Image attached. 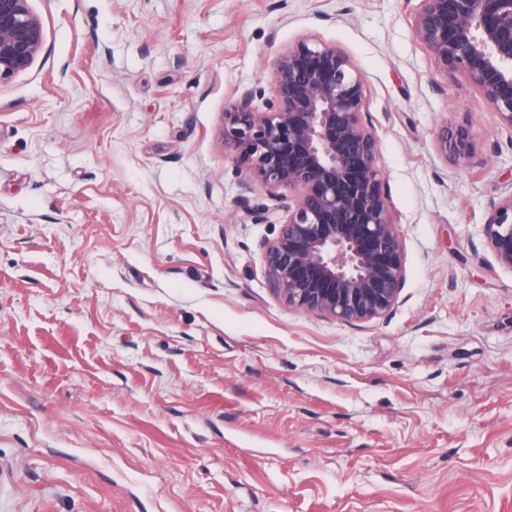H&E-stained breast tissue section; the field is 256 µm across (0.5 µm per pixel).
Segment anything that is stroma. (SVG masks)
<instances>
[{
  "mask_svg": "<svg viewBox=\"0 0 512 512\" xmlns=\"http://www.w3.org/2000/svg\"><path fill=\"white\" fill-rule=\"evenodd\" d=\"M0 83V512H512V271L482 226L512 127L416 38L421 0H31ZM364 79L404 288L289 306L297 194L223 141L299 41ZM467 123L478 161L446 155ZM45 41L43 23L30 0H0V83L28 70ZM437 145L448 155V147L452 154L464 162H471L478 156L476 138L467 124H445L437 133Z\"/></svg>",
  "mask_w": 512,
  "mask_h": 512,
  "instance_id": "obj_1",
  "label": "stroma"
}]
</instances>
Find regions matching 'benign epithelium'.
Masks as SVG:
<instances>
[{
  "instance_id": "1",
  "label": "benign epithelium",
  "mask_w": 512,
  "mask_h": 512,
  "mask_svg": "<svg viewBox=\"0 0 512 512\" xmlns=\"http://www.w3.org/2000/svg\"><path fill=\"white\" fill-rule=\"evenodd\" d=\"M412 27L439 65L512 127V0H422ZM30 0H0V83L28 70L45 47ZM267 111L244 93L224 112V145L249 182L298 192L278 237L265 248L266 277L291 306L356 324L384 316L404 286V248L366 120L364 81L335 45L301 41L275 63ZM443 152L478 156L467 124L437 133ZM498 263L512 270V194L482 227Z\"/></svg>"
}]
</instances>
